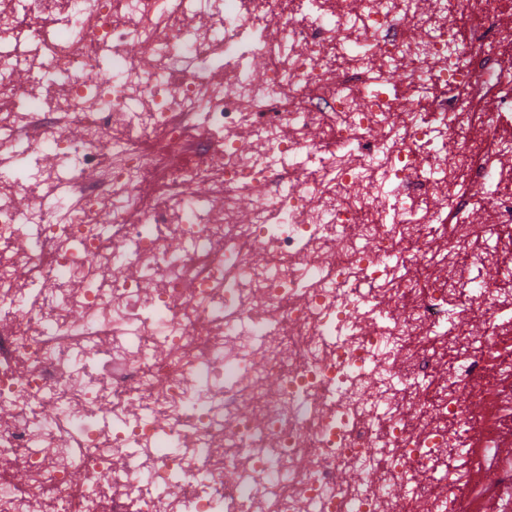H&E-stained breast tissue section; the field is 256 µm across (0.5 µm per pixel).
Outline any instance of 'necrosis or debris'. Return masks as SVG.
Here are the masks:
<instances>
[{
    "label": "necrosis or debris",
    "mask_w": 512,
    "mask_h": 512,
    "mask_svg": "<svg viewBox=\"0 0 512 512\" xmlns=\"http://www.w3.org/2000/svg\"><path fill=\"white\" fill-rule=\"evenodd\" d=\"M511 128L512 0L1 11L0 512H472L447 454L512 420V300L465 271L512 230L481 152ZM63 157L73 196L38 199Z\"/></svg>",
    "instance_id": "obj_1"
}]
</instances>
